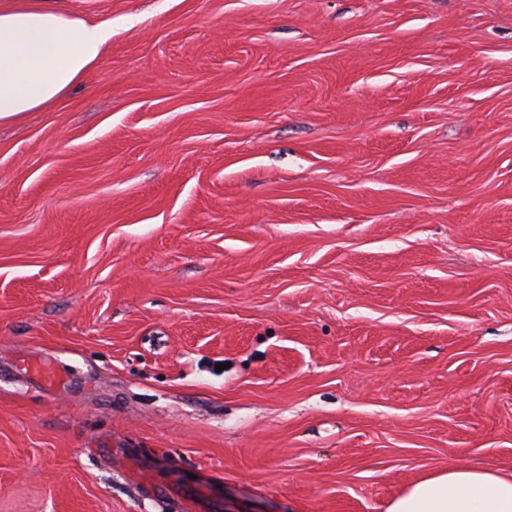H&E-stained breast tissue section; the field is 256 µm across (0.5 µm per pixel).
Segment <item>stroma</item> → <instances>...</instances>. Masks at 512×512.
Segmentation results:
<instances>
[{
	"mask_svg": "<svg viewBox=\"0 0 512 512\" xmlns=\"http://www.w3.org/2000/svg\"><path fill=\"white\" fill-rule=\"evenodd\" d=\"M62 2L112 39L0 127V512L512 470V0Z\"/></svg>",
	"mask_w": 512,
	"mask_h": 512,
	"instance_id": "stroma-1",
	"label": "stroma"
}]
</instances>
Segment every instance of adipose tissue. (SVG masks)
Returning a JSON list of instances; mask_svg holds the SVG:
<instances>
[{
    "mask_svg": "<svg viewBox=\"0 0 512 512\" xmlns=\"http://www.w3.org/2000/svg\"><path fill=\"white\" fill-rule=\"evenodd\" d=\"M112 24L53 0H0V124L52 108L100 62ZM386 512H512V471L451 466L409 484Z\"/></svg>",
    "mask_w": 512,
    "mask_h": 512,
    "instance_id": "1",
    "label": "adipose tissue"
}]
</instances>
